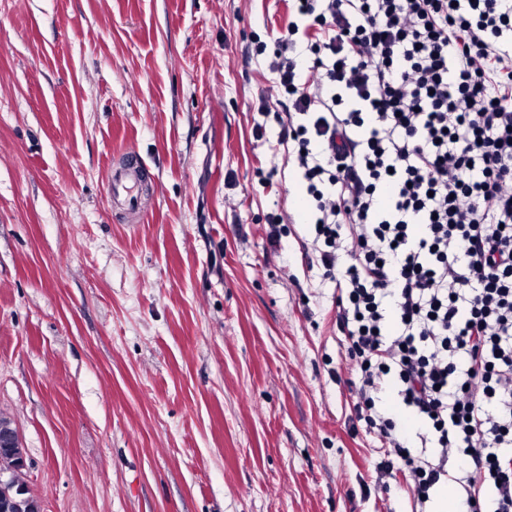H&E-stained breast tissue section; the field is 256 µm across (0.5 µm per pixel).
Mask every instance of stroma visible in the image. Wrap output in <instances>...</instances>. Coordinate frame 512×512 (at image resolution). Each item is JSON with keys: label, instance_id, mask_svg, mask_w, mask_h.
<instances>
[{"label": "stroma", "instance_id": "stroma-1", "mask_svg": "<svg viewBox=\"0 0 512 512\" xmlns=\"http://www.w3.org/2000/svg\"><path fill=\"white\" fill-rule=\"evenodd\" d=\"M294 17L0 0V412L42 512H412L355 420L336 283L276 144ZM128 158L133 215L109 188Z\"/></svg>", "mask_w": 512, "mask_h": 512}]
</instances>
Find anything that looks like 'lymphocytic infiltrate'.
Wrapping results in <instances>:
<instances>
[{"mask_svg": "<svg viewBox=\"0 0 512 512\" xmlns=\"http://www.w3.org/2000/svg\"><path fill=\"white\" fill-rule=\"evenodd\" d=\"M273 68L277 143L359 370L356 419L426 505L454 449L461 512H512V0H295ZM310 40L309 81L290 52ZM346 263H339V256ZM427 424L422 453L375 400Z\"/></svg>", "mask_w": 512, "mask_h": 512, "instance_id": "1", "label": "lymphocytic infiltrate"}]
</instances>
